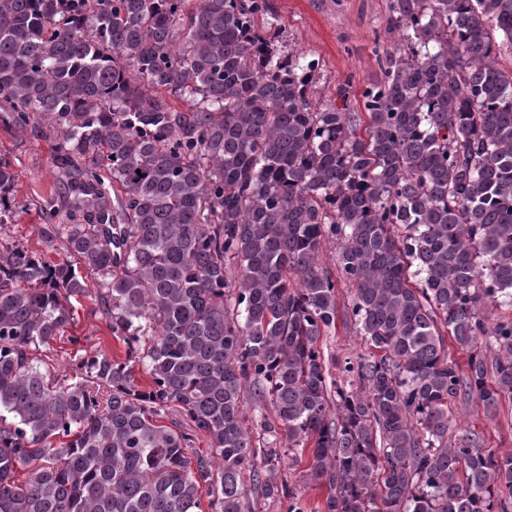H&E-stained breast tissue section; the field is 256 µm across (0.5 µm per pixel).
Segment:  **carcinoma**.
Here are the masks:
<instances>
[{"label": "carcinoma", "instance_id": "1", "mask_svg": "<svg viewBox=\"0 0 512 512\" xmlns=\"http://www.w3.org/2000/svg\"><path fill=\"white\" fill-rule=\"evenodd\" d=\"M187 2L0 0V103L52 121L65 222L44 237L68 255L0 244V512H242L259 455L263 496L304 512L281 432L325 512H509L512 454L448 404L512 400V320L484 313L512 306V0H387L397 43L354 108L314 99L319 61L267 0ZM15 179L0 159L1 225ZM325 242L372 350L349 391L320 347ZM79 297L127 357L87 351L69 379L40 354ZM248 400L276 413L261 448ZM307 452L296 461L294 454L282 452L279 475L295 489L304 512H322L326 492L307 477Z\"/></svg>", "mask_w": 512, "mask_h": 512}]
</instances>
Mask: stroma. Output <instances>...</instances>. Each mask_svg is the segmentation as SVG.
I'll use <instances>...</instances> for the list:
<instances>
[{
  "label": "stroma",
  "mask_w": 512,
  "mask_h": 512,
  "mask_svg": "<svg viewBox=\"0 0 512 512\" xmlns=\"http://www.w3.org/2000/svg\"><path fill=\"white\" fill-rule=\"evenodd\" d=\"M282 20L289 44L308 57L321 61L322 97L332 98L338 87L348 88L351 98L381 77L379 58L395 43L396 34L387 30V0H270ZM54 140L48 121L39 120L19 128L0 109V156L17 172L11 218L0 229V240L17 243L29 250L45 252L42 212L56 183L58 171L53 157ZM73 334L79 345L58 341L50 360L51 368L63 375L70 371L78 349H104L117 359H125L126 348L110 336L95 303L80 299L75 304ZM326 355L338 364L356 362L369 350L352 324L337 320L336 327L321 340ZM449 412L459 428L479 435L485 450L496 456L512 453V400L502 401L494 414H486L474 398L453 399ZM283 454L281 478L295 489L304 512H322L326 492L307 477L308 463L288 453L286 439H278Z\"/></svg>",
  "instance_id": "obj_1"
}]
</instances>
